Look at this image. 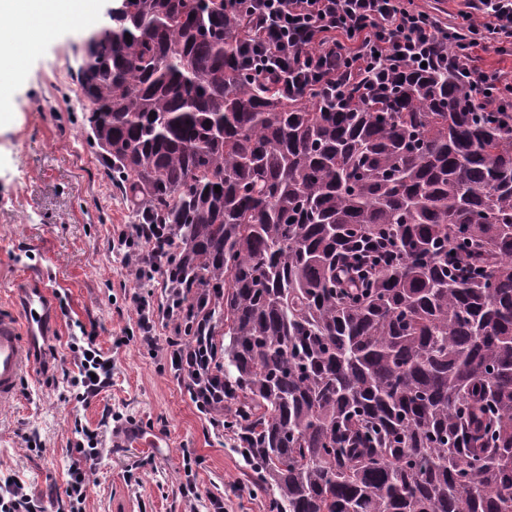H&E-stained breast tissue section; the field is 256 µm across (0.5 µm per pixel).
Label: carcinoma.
<instances>
[{
    "mask_svg": "<svg viewBox=\"0 0 512 512\" xmlns=\"http://www.w3.org/2000/svg\"><path fill=\"white\" fill-rule=\"evenodd\" d=\"M246 30L118 0L77 77L136 223L170 227L168 287L224 326L269 512H512V130L451 73L290 99L237 64Z\"/></svg>",
    "mask_w": 512,
    "mask_h": 512,
    "instance_id": "cac0c4a2",
    "label": "carcinoma"
}]
</instances>
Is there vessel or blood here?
<instances>
[{"mask_svg": "<svg viewBox=\"0 0 512 512\" xmlns=\"http://www.w3.org/2000/svg\"><path fill=\"white\" fill-rule=\"evenodd\" d=\"M22 315L0 313V404L16 399L23 373L32 371L40 336L52 310L44 278L33 277L24 293Z\"/></svg>", "mask_w": 512, "mask_h": 512, "instance_id": "b4317fda", "label": "vessel or blood"}]
</instances>
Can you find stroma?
Masks as SVG:
<instances>
[{
  "label": "stroma",
  "mask_w": 512,
  "mask_h": 512,
  "mask_svg": "<svg viewBox=\"0 0 512 512\" xmlns=\"http://www.w3.org/2000/svg\"><path fill=\"white\" fill-rule=\"evenodd\" d=\"M86 34L62 27L22 60L0 95V311L17 310L27 275L39 272L55 314L38 366L15 401L0 406V473L19 476L37 499L63 494L82 428L102 448L83 512H205L190 508L179 489L187 454L199 461L193 472L201 495L223 498L224 512H267L236 430L214 435L184 385L162 369V355L123 339L136 329L130 298L141 285L113 252L112 236L133 217L87 140L73 78ZM82 336L94 337L112 359L111 384L87 400L71 385V345ZM108 412L114 418L107 422ZM120 425L150 430L165 445L113 447Z\"/></svg>",
  "instance_id": "1"
}]
</instances>
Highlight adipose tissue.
I'll use <instances>...</instances> for the list:
<instances>
[{"label": "adipose tissue", "mask_w": 512, "mask_h": 512, "mask_svg": "<svg viewBox=\"0 0 512 512\" xmlns=\"http://www.w3.org/2000/svg\"><path fill=\"white\" fill-rule=\"evenodd\" d=\"M101 0H0V83L9 81L21 62L22 30L39 39L54 35L60 22L79 27L98 17Z\"/></svg>", "instance_id": "adipose-tissue-1"}]
</instances>
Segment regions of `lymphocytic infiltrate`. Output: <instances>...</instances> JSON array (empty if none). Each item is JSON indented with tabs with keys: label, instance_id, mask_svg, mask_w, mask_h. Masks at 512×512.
I'll list each match as a JSON object with an SVG mask.
<instances>
[{
	"label": "lymphocytic infiltrate",
	"instance_id": "lymphocytic-infiltrate-1",
	"mask_svg": "<svg viewBox=\"0 0 512 512\" xmlns=\"http://www.w3.org/2000/svg\"><path fill=\"white\" fill-rule=\"evenodd\" d=\"M465 27L420 9L415 0H224V8L249 22L253 32L238 61L255 76L278 84L288 96L311 89L329 97L355 88L386 86L395 72L452 71L466 87L480 90L486 111H512V70L488 65L481 49L492 47L512 56V0H463ZM117 247L142 282L153 281L168 252L162 225L128 224L117 231ZM140 346L155 349L156 330L170 329L165 364L184 384L190 402L216 433L224 431V374L220 348L204 312L187 303L181 289H168L162 302L151 295L131 298ZM71 379L84 397L109 386L112 360L99 349L78 350ZM76 461L69 470L65 496L69 512H81L94 483L98 440H76Z\"/></svg>",
	"mask_w": 512,
	"mask_h": 512
}]
</instances>
